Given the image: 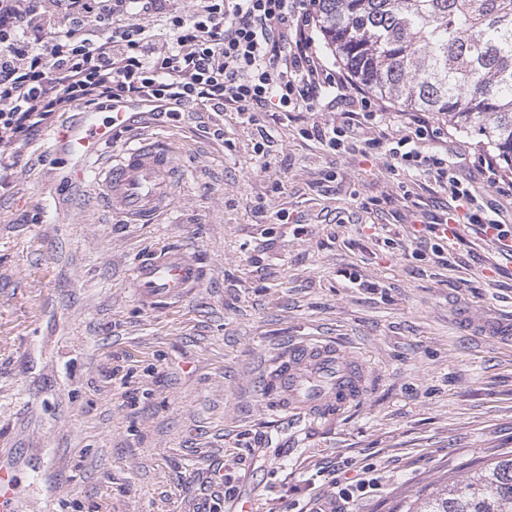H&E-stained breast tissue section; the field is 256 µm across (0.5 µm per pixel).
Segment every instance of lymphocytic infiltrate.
Instances as JSON below:
<instances>
[{
  "instance_id": "lymphocytic-infiltrate-1",
  "label": "lymphocytic infiltrate",
  "mask_w": 512,
  "mask_h": 512,
  "mask_svg": "<svg viewBox=\"0 0 512 512\" xmlns=\"http://www.w3.org/2000/svg\"><path fill=\"white\" fill-rule=\"evenodd\" d=\"M159 17L172 31L160 46L149 35ZM313 22L305 0H192L185 11L167 0H0V189L57 112L104 101L232 109L254 125L270 107L287 118L338 100L340 117L306 122L300 135L334 156L365 152L377 141L361 139L362 120L382 123L388 107L324 64ZM449 152L447 130L420 111L403 113L388 140L403 171L433 178L464 208L462 223L511 240L512 221L482 215Z\"/></svg>"
}]
</instances>
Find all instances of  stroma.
<instances>
[{
  "instance_id": "1",
  "label": "stroma",
  "mask_w": 512,
  "mask_h": 512,
  "mask_svg": "<svg viewBox=\"0 0 512 512\" xmlns=\"http://www.w3.org/2000/svg\"><path fill=\"white\" fill-rule=\"evenodd\" d=\"M223 120L224 137L206 132ZM177 149V203L127 224L75 177L45 129L0 190V459L11 512H406L512 456V258L475 227L446 263L419 222L453 203L383 148L334 157L296 121L143 106ZM387 227L374 235L373 225ZM185 247L206 270L150 308L135 263ZM366 363L365 399L274 426L255 382L292 340Z\"/></svg>"
}]
</instances>
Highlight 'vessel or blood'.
Instances as JSON below:
<instances>
[{"label":"vessel or blood","instance_id":"obj_1","mask_svg":"<svg viewBox=\"0 0 512 512\" xmlns=\"http://www.w3.org/2000/svg\"><path fill=\"white\" fill-rule=\"evenodd\" d=\"M130 103L114 102L108 116L83 112L53 135L59 154L74 160L79 179L101 187L108 208L132 224L154 223L172 207L178 179L174 148L167 139L139 133ZM122 132L133 138L107 165L99 160ZM203 269L183 249H168L142 259L132 280L141 301L154 308L185 297L201 285ZM367 387L365 364L324 339H300L269 359L257 381L260 398L271 409L304 420L325 418L356 406Z\"/></svg>","mask_w":512,"mask_h":512}]
</instances>
